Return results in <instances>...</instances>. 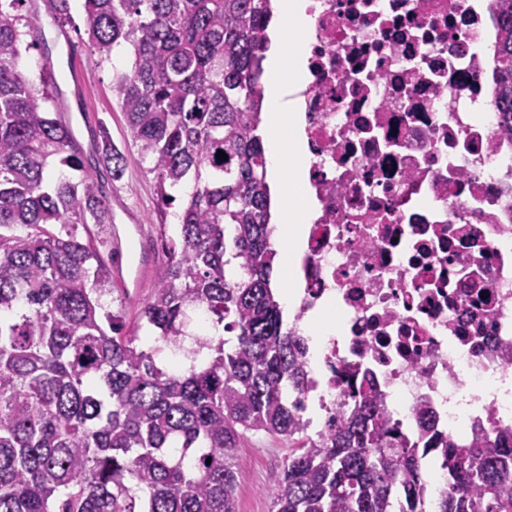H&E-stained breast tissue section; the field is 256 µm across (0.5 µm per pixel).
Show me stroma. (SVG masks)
<instances>
[{"instance_id":"obj_1","label":"stroma","mask_w":512,"mask_h":512,"mask_svg":"<svg viewBox=\"0 0 512 512\" xmlns=\"http://www.w3.org/2000/svg\"><path fill=\"white\" fill-rule=\"evenodd\" d=\"M33 22L36 47L23 54V67L36 75L55 77L50 91L57 116L69 126L85 166L96 173L113 219L119 224L141 227L122 252L105 244L102 252L110 264L121 258H147L136 296H128L118 281L110 283L112 309L122 316L126 332L147 341L151 332L140 318L141 309L166 264L165 242L177 236L179 226L175 218H161L153 177L147 174L146 162L139 160L132 147L126 118L112 98V77L127 68L130 55L121 50L114 53L110 62L99 63L86 35L77 26L67 25V35L61 38L48 13L34 15ZM107 143L127 159L124 172L117 179L101 160L102 147ZM288 452L286 440L265 433L247 434L235 455L239 474L237 512H271L270 493L282 478Z\"/></svg>"}]
</instances>
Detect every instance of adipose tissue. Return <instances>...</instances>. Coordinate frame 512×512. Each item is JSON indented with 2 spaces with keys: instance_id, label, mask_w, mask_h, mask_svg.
I'll return each instance as SVG.
<instances>
[{
  "instance_id": "1",
  "label": "adipose tissue",
  "mask_w": 512,
  "mask_h": 512,
  "mask_svg": "<svg viewBox=\"0 0 512 512\" xmlns=\"http://www.w3.org/2000/svg\"><path fill=\"white\" fill-rule=\"evenodd\" d=\"M308 0H280L279 25L273 28L264 60V95L266 111L262 130L267 147L268 173L276 175L291 165L302 149L300 118L296 103L290 97L291 87L307 79L306 55L293 52L291 46L307 28ZM301 175L290 178L283 192L278 215V239L302 244L306 235L310 205L304 199Z\"/></svg>"
}]
</instances>
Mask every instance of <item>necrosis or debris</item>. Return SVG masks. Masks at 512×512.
<instances>
[{"mask_svg": "<svg viewBox=\"0 0 512 512\" xmlns=\"http://www.w3.org/2000/svg\"><path fill=\"white\" fill-rule=\"evenodd\" d=\"M297 92L313 204L288 333L307 350L320 427L369 383L423 448L427 496L448 487L433 435L467 446L512 429V134L491 104L490 0H315Z\"/></svg>", "mask_w": 512, "mask_h": 512, "instance_id": "necrosis-or-debris-1", "label": "necrosis or debris"}]
</instances>
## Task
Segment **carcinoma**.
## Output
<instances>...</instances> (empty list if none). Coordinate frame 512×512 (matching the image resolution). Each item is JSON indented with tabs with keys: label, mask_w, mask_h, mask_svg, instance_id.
Wrapping results in <instances>:
<instances>
[{
	"label": "carcinoma",
	"mask_w": 512,
	"mask_h": 512,
	"mask_svg": "<svg viewBox=\"0 0 512 512\" xmlns=\"http://www.w3.org/2000/svg\"><path fill=\"white\" fill-rule=\"evenodd\" d=\"M60 26L72 0H47ZM28 0H0V512H236V449L249 433L292 445L272 512H424L422 449L363 396L306 434L307 349L273 284L271 191L260 133L272 0H84L138 156L178 238L143 304L155 341L188 336V310L231 335L198 339L183 372L158 366L102 297L110 273L89 225L112 223L96 175L47 89L21 69ZM500 36L494 110L512 131V0H490ZM228 159H217L218 151ZM112 176L125 156L106 147ZM436 512H512V432L439 449Z\"/></svg>",
	"instance_id": "obj_1"
}]
</instances>
